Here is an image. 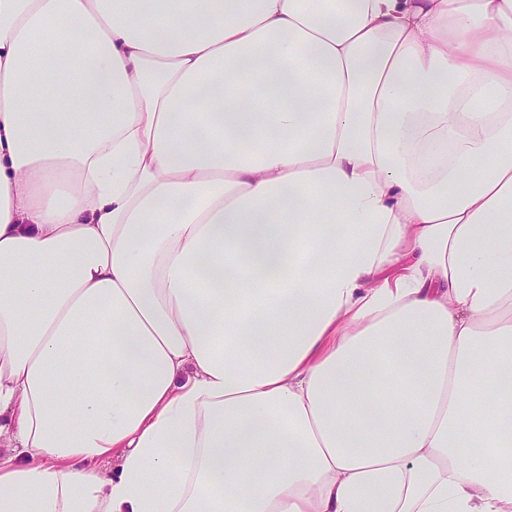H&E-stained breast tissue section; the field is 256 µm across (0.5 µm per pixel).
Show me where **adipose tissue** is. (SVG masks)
<instances>
[{
    "mask_svg": "<svg viewBox=\"0 0 512 512\" xmlns=\"http://www.w3.org/2000/svg\"><path fill=\"white\" fill-rule=\"evenodd\" d=\"M0 512H512V0H0Z\"/></svg>",
    "mask_w": 512,
    "mask_h": 512,
    "instance_id": "ef3b65f1",
    "label": "adipose tissue"
}]
</instances>
